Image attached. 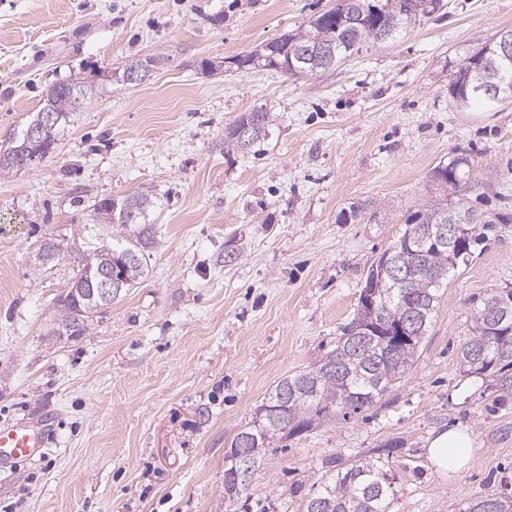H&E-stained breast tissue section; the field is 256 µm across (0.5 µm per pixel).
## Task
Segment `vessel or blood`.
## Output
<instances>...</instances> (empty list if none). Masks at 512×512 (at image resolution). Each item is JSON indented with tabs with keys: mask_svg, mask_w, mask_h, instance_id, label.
<instances>
[{
	"mask_svg": "<svg viewBox=\"0 0 512 512\" xmlns=\"http://www.w3.org/2000/svg\"><path fill=\"white\" fill-rule=\"evenodd\" d=\"M56 440L51 417L19 421L0 427V469L42 456Z\"/></svg>",
	"mask_w": 512,
	"mask_h": 512,
	"instance_id": "1",
	"label": "vessel or blood"
}]
</instances>
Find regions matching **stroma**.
<instances>
[{"mask_svg": "<svg viewBox=\"0 0 512 512\" xmlns=\"http://www.w3.org/2000/svg\"><path fill=\"white\" fill-rule=\"evenodd\" d=\"M337 0H0V146L55 83L165 55L138 85L77 112L36 169L0 175V426L53 413L45 453L0 471V512H224V455L282 378L354 316L364 269L425 205L465 198L493 226L440 291L420 356L378 402L267 448L248 512H305L331 461L397 440L391 512H463L512 495V402L461 372L476 299L512 287V103L464 110L460 60L512 28V0H446L329 72L236 57ZM265 140L224 143L255 108ZM467 158L464 189L434 182ZM155 199L149 274L73 340L47 334L93 205ZM358 217H351V208ZM58 261L34 270L44 241ZM467 428L474 459L444 479L432 432Z\"/></svg>", "mask_w": 512, "mask_h": 512, "instance_id": "stroma-1", "label": "stroma"}]
</instances>
